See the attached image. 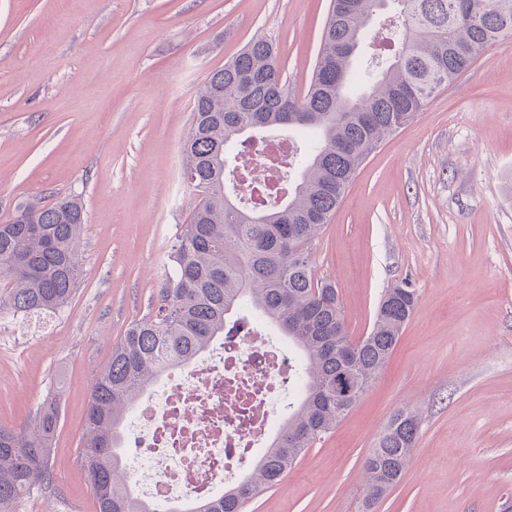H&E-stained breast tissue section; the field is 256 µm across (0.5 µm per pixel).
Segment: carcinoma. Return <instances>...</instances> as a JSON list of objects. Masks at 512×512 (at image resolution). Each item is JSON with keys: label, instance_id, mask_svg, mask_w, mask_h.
<instances>
[{"label": "carcinoma", "instance_id": "1", "mask_svg": "<svg viewBox=\"0 0 512 512\" xmlns=\"http://www.w3.org/2000/svg\"><path fill=\"white\" fill-rule=\"evenodd\" d=\"M398 27L395 50L377 61L366 33ZM512 37V0H333L311 81L288 91L273 42L264 37L195 91L183 143V180L201 192L169 255L159 306L112 347L87 403L79 457L93 473L97 512H159L119 478L124 413L153 380L195 360L244 318L277 327L295 353L296 394L288 418L253 473L183 512H241L260 486H273L311 442L335 429L385 367L417 304L405 282L385 291L370 332L348 334L338 291L315 277L312 242L336 213L369 154L412 122L430 98L490 46ZM288 130L301 142L285 197L248 206L226 191L228 159L264 135ZM85 224L82 202L25 204L0 224V307L54 312L75 294ZM60 409L45 401L33 427H0V512L48 483ZM419 422L396 410L364 462V512L399 482L418 440Z\"/></svg>", "mask_w": 512, "mask_h": 512}]
</instances>
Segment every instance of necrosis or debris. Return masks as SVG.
Instances as JSON below:
<instances>
[{"label": "necrosis or debris", "instance_id": "1", "mask_svg": "<svg viewBox=\"0 0 512 512\" xmlns=\"http://www.w3.org/2000/svg\"><path fill=\"white\" fill-rule=\"evenodd\" d=\"M292 139L270 135L251 155V191L273 184ZM295 360L268 327L248 324L224 335L199 360L148 392L124 427L131 445L126 485L156 505L204 500L240 478L260 438L286 412Z\"/></svg>", "mask_w": 512, "mask_h": 512}]
</instances>
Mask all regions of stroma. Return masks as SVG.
Wrapping results in <instances>:
<instances>
[{
	"instance_id": "stroma-1",
	"label": "stroma",
	"mask_w": 512,
	"mask_h": 512,
	"mask_svg": "<svg viewBox=\"0 0 512 512\" xmlns=\"http://www.w3.org/2000/svg\"><path fill=\"white\" fill-rule=\"evenodd\" d=\"M329 0H0V224L81 199L76 293L39 326L0 311V426L47 394L50 483L12 512H96L78 456L91 385L157 305L199 199L181 176L197 86L256 37L304 94ZM352 338L387 288L418 296L386 368L331 433L243 512H362L363 461L390 416L420 418L375 512H512V39L488 49L363 163L311 253Z\"/></svg>"
}]
</instances>
